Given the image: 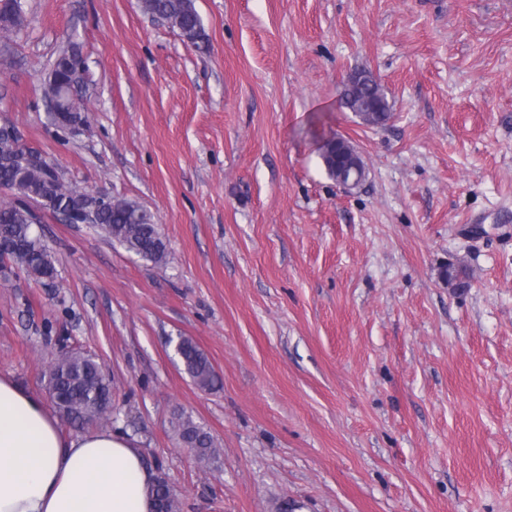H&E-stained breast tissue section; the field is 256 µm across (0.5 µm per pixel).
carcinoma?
Masks as SVG:
<instances>
[{
  "label": "carcinoma",
  "mask_w": 512,
  "mask_h": 512,
  "mask_svg": "<svg viewBox=\"0 0 512 512\" xmlns=\"http://www.w3.org/2000/svg\"><path fill=\"white\" fill-rule=\"evenodd\" d=\"M143 10L177 29L192 46L206 45L207 38L194 0H141ZM22 0H0V30L12 31L21 25ZM82 59L79 44L68 42L52 63L54 86L50 87L58 115L54 124L64 130L69 122H84L82 98L71 97L68 89L84 83L85 71L77 69ZM346 108L372 126L383 124L382 111L390 109L389 101L376 78L369 75L359 84L344 89ZM321 160L334 179L345 175L346 181L361 184L365 165L355 147L336 137L325 143ZM20 184L28 200L0 204V241L10 247L9 255L29 278L43 284L56 278L51 254L41 240L32 234V225L40 223L34 209L43 210L61 220L74 217L75 224H90L132 252L156 264L166 261V245L153 215L140 203L125 198H110L95 211L88 210L90 192L77 189L58 179L57 170L41 159V152L25 147L12 128H0V187ZM181 362L195 385L211 391L219 385V377L207 355L189 338H181ZM56 384L66 396L65 407L59 409L67 422L76 427L97 422L112 407V383L101 364L91 355L73 352L52 363ZM174 429L179 441L197 459L208 464L218 456L217 446L209 432L188 417H178ZM156 499L163 501L164 512H178L176 496L167 481L157 480L153 488Z\"/></svg>",
  "instance_id": "carcinoma-1"
}]
</instances>
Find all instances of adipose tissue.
<instances>
[{
  "label": "adipose tissue",
  "mask_w": 512,
  "mask_h": 512,
  "mask_svg": "<svg viewBox=\"0 0 512 512\" xmlns=\"http://www.w3.org/2000/svg\"><path fill=\"white\" fill-rule=\"evenodd\" d=\"M154 473L121 431L64 435L0 375V512H152Z\"/></svg>",
  "instance_id": "1"
}]
</instances>
